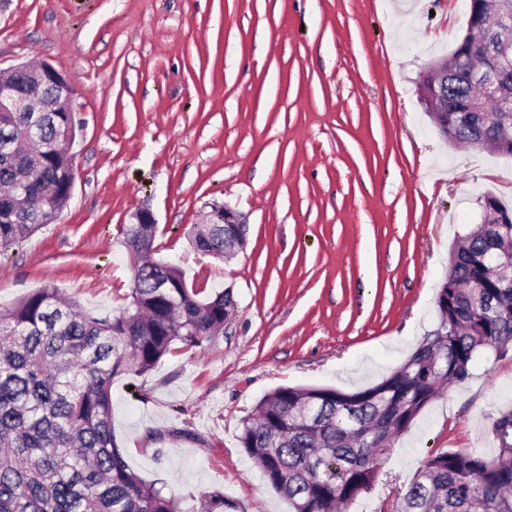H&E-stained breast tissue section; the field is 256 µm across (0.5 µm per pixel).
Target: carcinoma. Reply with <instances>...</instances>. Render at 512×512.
<instances>
[{"label": "carcinoma", "instance_id": "1", "mask_svg": "<svg viewBox=\"0 0 512 512\" xmlns=\"http://www.w3.org/2000/svg\"><path fill=\"white\" fill-rule=\"evenodd\" d=\"M479 39L454 50L491 59ZM447 138H482L512 155V112H477L437 123ZM74 112H0V252L51 223L74 178L64 148ZM496 216L453 251L441 282L436 327L379 383L355 392L276 387L240 422L239 441L290 512H343L372 489L380 458L436 397L463 381L474 359L512 347V274L498 266L512 246V207L486 199ZM153 224H130L135 255L128 303L116 314L80 311L56 288L0 309V512H181L175 495L146 485L126 464L112 432V382L152 370L176 345L201 347L234 310L231 288H194L153 258ZM242 224H195L194 248L224 258V239ZM496 453L431 457L397 512H512V411L496 417Z\"/></svg>", "mask_w": 512, "mask_h": 512}]
</instances>
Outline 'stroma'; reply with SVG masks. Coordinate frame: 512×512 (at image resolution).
Returning a JSON list of instances; mask_svg holds the SVG:
<instances>
[{
	"label": "stroma",
	"instance_id": "35a3bbf8",
	"mask_svg": "<svg viewBox=\"0 0 512 512\" xmlns=\"http://www.w3.org/2000/svg\"><path fill=\"white\" fill-rule=\"evenodd\" d=\"M469 0H0V70L46 63L76 90L75 180L52 223L0 252V306L50 286L122 309L132 214L155 260L233 290L214 342L115 379L128 465L200 512H288L240 421L279 386L345 392L401 365L437 322L452 247L480 199L512 203V157L444 138L418 95L468 26ZM246 226L231 258L188 238L211 204ZM512 410V349L475 361L398 436L348 512H396L431 456L492 454Z\"/></svg>",
	"mask_w": 512,
	"mask_h": 512
}]
</instances>
